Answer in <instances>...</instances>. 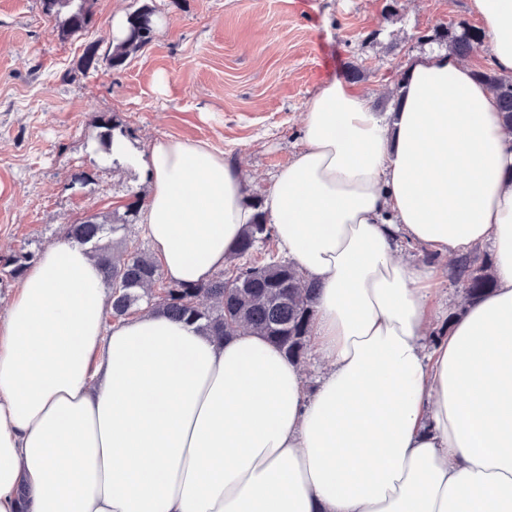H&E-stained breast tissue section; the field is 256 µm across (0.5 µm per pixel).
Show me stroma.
Segmentation results:
<instances>
[{"label": "stroma", "mask_w": 512, "mask_h": 512, "mask_svg": "<svg viewBox=\"0 0 512 512\" xmlns=\"http://www.w3.org/2000/svg\"><path fill=\"white\" fill-rule=\"evenodd\" d=\"M471 0H94L87 28L58 37L41 0H0V255L41 253L68 225L122 218L148 198L145 172L107 161L100 116L144 151L205 144L265 196L303 146L307 106L328 80L358 87L393 116L391 76L424 53L420 31L479 26ZM147 5L152 43L119 69L75 67L86 44H113L115 14ZM74 77H67V70Z\"/></svg>", "instance_id": "obj_1"}]
</instances>
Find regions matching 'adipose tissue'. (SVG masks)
Returning <instances> with one entry per match:
<instances>
[{
    "instance_id": "adipose-tissue-1",
    "label": "adipose tissue",
    "mask_w": 512,
    "mask_h": 512,
    "mask_svg": "<svg viewBox=\"0 0 512 512\" xmlns=\"http://www.w3.org/2000/svg\"><path fill=\"white\" fill-rule=\"evenodd\" d=\"M471 9L511 74L512 0ZM407 73L390 123L344 81L322 86L263 201L319 287L316 386L250 333L154 312L107 324L98 266L59 242L0 316V512H512V130L457 57ZM111 153L150 179L165 275L222 270L254 215L241 171L179 140ZM403 239L492 249L495 290L430 347L440 274Z\"/></svg>"
}]
</instances>
